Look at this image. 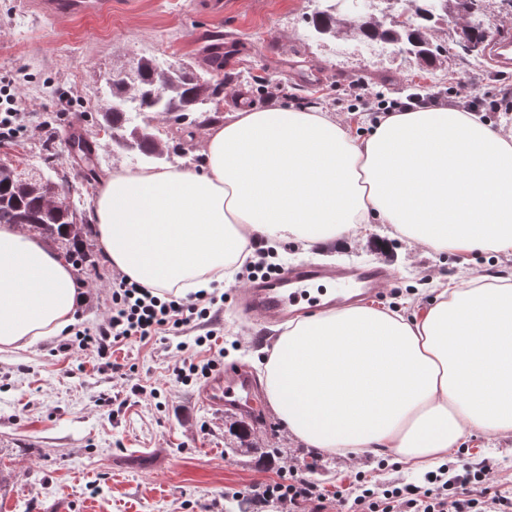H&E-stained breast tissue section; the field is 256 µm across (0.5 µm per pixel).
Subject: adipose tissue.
Wrapping results in <instances>:
<instances>
[{
    "label": "adipose tissue",
    "mask_w": 512,
    "mask_h": 512,
    "mask_svg": "<svg viewBox=\"0 0 512 512\" xmlns=\"http://www.w3.org/2000/svg\"><path fill=\"white\" fill-rule=\"evenodd\" d=\"M199 168L113 170L90 219L111 265L157 293L234 283L249 240L341 243L387 224L427 250L512 254V130L429 106L366 136L312 109L239 110ZM87 288L48 241L0 224V346L73 325ZM289 436L359 460L385 449L415 468L470 430L512 436V277L441 284L413 317L366 305L299 315L265 361Z\"/></svg>",
    "instance_id": "ef3b65f1"
}]
</instances>
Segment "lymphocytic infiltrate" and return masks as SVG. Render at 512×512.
Returning a JSON list of instances; mask_svg holds the SVG:
<instances>
[{
  "label": "lymphocytic infiltrate",
  "mask_w": 512,
  "mask_h": 512,
  "mask_svg": "<svg viewBox=\"0 0 512 512\" xmlns=\"http://www.w3.org/2000/svg\"><path fill=\"white\" fill-rule=\"evenodd\" d=\"M111 301L107 316L94 327L77 332L72 346L92 350L116 374L122 373L123 367L112 360L114 347L148 342L166 331L178 333L190 326L218 324L224 305L223 297L214 291L186 298L160 296L119 272L112 275ZM491 471L486 460L462 464L453 489L445 481L442 467L428 472L422 486L401 483L379 492L358 481L337 494L336 500L347 512H512V497L494 489ZM251 496L259 504L277 503L281 512H305L308 505L324 499L317 484L293 475L255 485Z\"/></svg>",
  "instance_id": "lymphocytic-infiltrate-1"
}]
</instances>
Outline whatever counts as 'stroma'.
I'll return each mask as SVG.
<instances>
[{
  "label": "stroma",
  "mask_w": 512,
  "mask_h": 512,
  "mask_svg": "<svg viewBox=\"0 0 512 512\" xmlns=\"http://www.w3.org/2000/svg\"><path fill=\"white\" fill-rule=\"evenodd\" d=\"M316 7L315 0H110L102 11L60 17L45 15L35 0H0V88L18 97L31 125L15 140L0 142V162L68 172L72 206L89 213L99 184L73 164L68 136L77 129L93 133L112 102L110 78L129 70L135 58L149 56L165 68L198 67L216 34L233 46L228 71L245 73L261 64L282 79L285 90L262 95L253 84L231 83L219 95V113L190 137L172 133L170 115L152 114L168 165L199 163L211 132L245 105L293 107L311 95L320 98L322 110L363 134L372 119L350 111L349 85L357 80L393 98L422 86L446 104L469 96L494 127L512 119V68H499L489 57L475 66L459 55L452 29L438 34L448 58L430 74L399 53L369 60L359 41L346 35L312 38L309 19ZM84 247L94 263L78 271L88 286L78 330L94 326L111 305L113 268L96 235L87 236ZM276 261L286 268L386 266L391 280L375 306L407 317L430 301L436 281L512 275V254L465 260L390 237L385 224L371 225L366 240L320 254L288 243ZM248 282L242 274L225 285L213 349L223 351L224 368L245 364L258 377L279 331L239 307L238 293ZM65 341L51 336L25 349L0 350V512H56L60 504L65 512H224L231 498L246 503L247 512H274L253 505L251 488L280 478L286 467L331 497L358 473L379 489L423 479L380 451L352 464L303 447L267 407L247 421L215 413L200 398L205 377L186 385L170 379L172 353L161 344L131 342L116 349L114 360L129 369L119 379L94 352L60 351ZM241 423L251 431L255 452L232 451ZM460 446L462 461L489 460L495 486L512 495V437L468 432Z\"/></svg>",
  "instance_id": "stroma-1"
}]
</instances>
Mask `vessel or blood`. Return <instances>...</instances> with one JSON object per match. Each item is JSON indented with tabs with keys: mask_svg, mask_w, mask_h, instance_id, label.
I'll return each mask as SVG.
<instances>
[{
	"mask_svg": "<svg viewBox=\"0 0 512 512\" xmlns=\"http://www.w3.org/2000/svg\"><path fill=\"white\" fill-rule=\"evenodd\" d=\"M41 6L53 15H73L99 11L104 3L103 0H42ZM388 278L389 271L382 266L348 270L299 265L255 280L243 289L239 300L263 322L279 324L294 315L295 307L301 301L317 306L354 302L366 295H379ZM320 281L338 282L339 293L333 296L314 294L312 286ZM255 388L252 372L239 367L211 377L202 388L201 397L215 411L230 407L244 416L253 417L261 410Z\"/></svg>",
	"mask_w": 512,
	"mask_h": 512,
	"instance_id": "b4317fda",
	"label": "vessel or blood"
}]
</instances>
